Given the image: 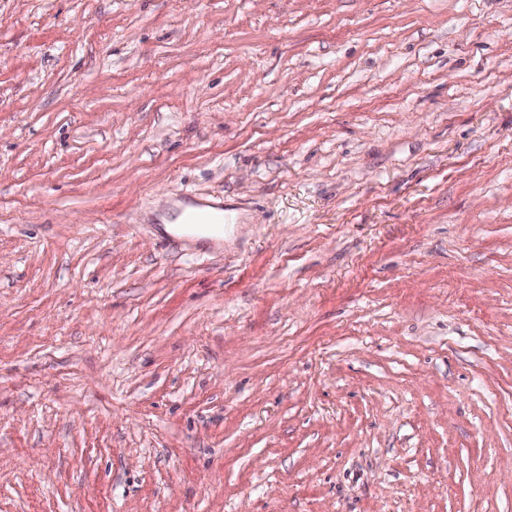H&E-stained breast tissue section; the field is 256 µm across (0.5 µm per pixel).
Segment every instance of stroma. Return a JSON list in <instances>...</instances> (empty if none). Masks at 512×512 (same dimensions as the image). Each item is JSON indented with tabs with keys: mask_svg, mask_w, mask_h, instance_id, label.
I'll list each match as a JSON object with an SVG mask.
<instances>
[{
	"mask_svg": "<svg viewBox=\"0 0 512 512\" xmlns=\"http://www.w3.org/2000/svg\"><path fill=\"white\" fill-rule=\"evenodd\" d=\"M0 512H512V0H0Z\"/></svg>",
	"mask_w": 512,
	"mask_h": 512,
	"instance_id": "obj_1",
	"label": "stroma"
}]
</instances>
